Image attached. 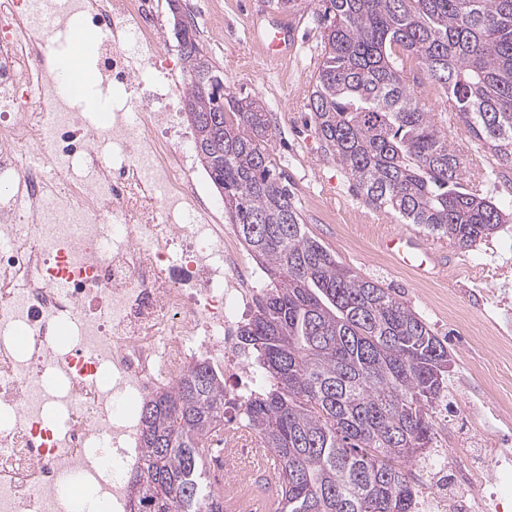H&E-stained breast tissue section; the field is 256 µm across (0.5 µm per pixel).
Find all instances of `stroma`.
<instances>
[{"instance_id": "stroma-1", "label": "stroma", "mask_w": 512, "mask_h": 512, "mask_svg": "<svg viewBox=\"0 0 512 512\" xmlns=\"http://www.w3.org/2000/svg\"><path fill=\"white\" fill-rule=\"evenodd\" d=\"M180 5L184 20L199 31L207 56L223 71L225 89L262 100L270 112V152L309 233L345 266L394 289L447 342L449 407L433 416L437 444L427 449L426 463L440 470L448 450L465 448L479 456L488 451L487 436L512 435V415H498L495 400L471 375L475 365L497 367L491 336L501 331L512 336V222L467 251L445 238H425L444 262L432 276L399 265L379 242L401 231L417 234V226L401 224L357 195L350 176L325 156L305 108L321 60L318 4L294 14L295 48L277 60L265 59L261 43L249 33L252 16L263 21L275 16L264 0H180ZM428 106L464 159L469 179L484 182L505 213L512 214V170H501L492 156L474 153L448 112L446 96L436 88L428 90Z\"/></svg>"}]
</instances>
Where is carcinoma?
<instances>
[{
  "mask_svg": "<svg viewBox=\"0 0 512 512\" xmlns=\"http://www.w3.org/2000/svg\"><path fill=\"white\" fill-rule=\"evenodd\" d=\"M311 0H270L282 14ZM321 61L306 107L314 131L374 209L462 249L505 223L426 103L416 66L473 142L512 166V0H322ZM195 150L270 285L237 331L263 376L229 396L199 363L140 408L129 512H224L204 474L212 442L244 427L278 460V512H412L411 464L435 439L448 347L391 288L307 232L270 151L263 103L224 92L196 30L176 27Z\"/></svg>",
  "mask_w": 512,
  "mask_h": 512,
  "instance_id": "carcinoma-1",
  "label": "carcinoma"
}]
</instances>
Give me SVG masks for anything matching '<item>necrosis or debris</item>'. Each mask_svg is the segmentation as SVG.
Returning a JSON list of instances; mask_svg holds the SVG:
<instances>
[{"mask_svg":"<svg viewBox=\"0 0 512 512\" xmlns=\"http://www.w3.org/2000/svg\"><path fill=\"white\" fill-rule=\"evenodd\" d=\"M78 32L84 98L57 76ZM173 54L159 0H0V512H126L142 402L200 361L259 379L234 335L263 270L198 172ZM457 462L469 512H506L512 450Z\"/></svg>","mask_w":512,"mask_h":512,"instance_id":"1","label":"necrosis or debris"}]
</instances>
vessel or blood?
Masks as SVG:
<instances>
[{
    "mask_svg": "<svg viewBox=\"0 0 512 512\" xmlns=\"http://www.w3.org/2000/svg\"><path fill=\"white\" fill-rule=\"evenodd\" d=\"M294 29L288 21H275L270 29L260 32L259 39L268 57H286L294 44ZM382 247L394 255L401 263L413 267L421 274H429L439 266L440 259L432 250L425 248L413 236L398 233L386 238ZM245 448H228L224 451V474L230 482L224 487V507L226 512H275L277 507V487L268 484L261 492L239 491L231 480L241 474L257 472L274 473L273 454L264 448L257 437H249Z\"/></svg>",
    "mask_w": 512,
    "mask_h": 512,
    "instance_id": "1",
    "label": "vessel or blood"
}]
</instances>
